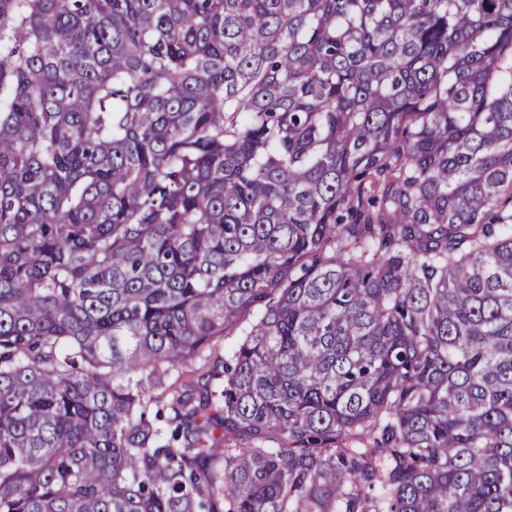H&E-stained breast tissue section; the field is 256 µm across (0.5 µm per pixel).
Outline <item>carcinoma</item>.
Segmentation results:
<instances>
[{"mask_svg":"<svg viewBox=\"0 0 512 512\" xmlns=\"http://www.w3.org/2000/svg\"><path fill=\"white\" fill-rule=\"evenodd\" d=\"M0 512H512V0H0Z\"/></svg>","mask_w":512,"mask_h":512,"instance_id":"carcinoma-1","label":"carcinoma"}]
</instances>
